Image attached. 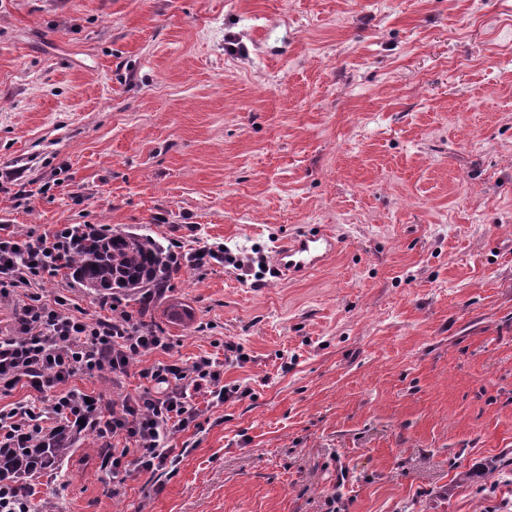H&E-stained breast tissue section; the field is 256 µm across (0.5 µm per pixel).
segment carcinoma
<instances>
[{"label":"carcinoma","instance_id":"carcinoma-1","mask_svg":"<svg viewBox=\"0 0 512 512\" xmlns=\"http://www.w3.org/2000/svg\"><path fill=\"white\" fill-rule=\"evenodd\" d=\"M75 249L64 269L97 296H121L140 306L141 325L151 316L149 299L170 287L181 269L169 248L148 233L132 230L89 232L70 228ZM76 439L59 435L36 448H0V484L25 487L48 466L60 470Z\"/></svg>","mask_w":512,"mask_h":512}]
</instances>
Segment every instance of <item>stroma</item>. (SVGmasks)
I'll use <instances>...</instances> for the list:
<instances>
[{"mask_svg":"<svg viewBox=\"0 0 512 512\" xmlns=\"http://www.w3.org/2000/svg\"><path fill=\"white\" fill-rule=\"evenodd\" d=\"M0 220L150 229L182 266L141 369L248 362L116 486L79 441L58 512H512V0H0ZM336 255L272 272L284 235ZM504 475L499 484L489 467Z\"/></svg>","mask_w":512,"mask_h":512,"instance_id":"35a3bbf8","label":"stroma"}]
</instances>
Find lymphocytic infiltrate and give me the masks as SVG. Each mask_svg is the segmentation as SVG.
Returning <instances> with one entry per match:
<instances>
[{
	"instance_id": "1",
	"label": "lymphocytic infiltrate",
	"mask_w": 512,
	"mask_h": 512,
	"mask_svg": "<svg viewBox=\"0 0 512 512\" xmlns=\"http://www.w3.org/2000/svg\"><path fill=\"white\" fill-rule=\"evenodd\" d=\"M65 231L34 235L0 224V299L22 289L8 333L0 332V389L23 383L40 394L0 410V447L31 448L48 435V421L68 422L71 433L92 431L102 444L115 436L131 440L142 469L161 466L164 439L186 430L198 415L189 392H204L224 403L243 397L240 385L221 384L218 362L202 357L142 369L145 384L122 406L104 396L87 397L67 381L79 374L109 378L147 353L169 347L167 337L143 331L132 316L74 315L65 296L46 297L43 285L68 258Z\"/></svg>"
}]
</instances>
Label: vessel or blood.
Instances as JSON below:
<instances>
[{"label": "vessel or blood", "mask_w": 512, "mask_h": 512, "mask_svg": "<svg viewBox=\"0 0 512 512\" xmlns=\"http://www.w3.org/2000/svg\"><path fill=\"white\" fill-rule=\"evenodd\" d=\"M338 250L331 233L310 230L284 237L278 244L274 263L282 275L303 276L317 270Z\"/></svg>", "instance_id": "obj_1"}]
</instances>
